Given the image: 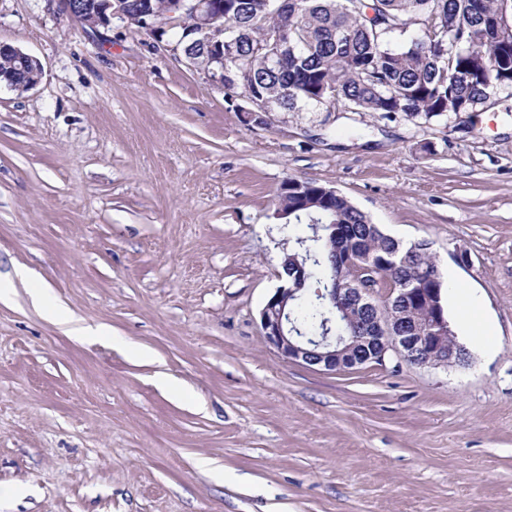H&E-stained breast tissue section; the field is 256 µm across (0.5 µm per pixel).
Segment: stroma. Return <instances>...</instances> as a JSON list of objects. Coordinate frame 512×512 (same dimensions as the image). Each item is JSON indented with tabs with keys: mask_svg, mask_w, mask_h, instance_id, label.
<instances>
[{
	"mask_svg": "<svg viewBox=\"0 0 512 512\" xmlns=\"http://www.w3.org/2000/svg\"><path fill=\"white\" fill-rule=\"evenodd\" d=\"M0 42L45 67L0 84V512H512V91L431 120L240 112L54 0H0ZM291 178L429 242L496 351L283 359L259 314L293 248L274 217ZM101 324L113 341L78 334Z\"/></svg>",
	"mask_w": 512,
	"mask_h": 512,
	"instance_id": "stroma-1",
	"label": "stroma"
}]
</instances>
